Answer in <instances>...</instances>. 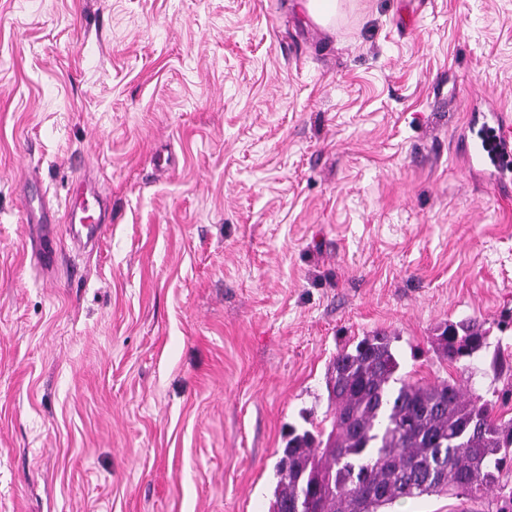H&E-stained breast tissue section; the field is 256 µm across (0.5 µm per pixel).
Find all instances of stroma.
Segmentation results:
<instances>
[{"mask_svg": "<svg viewBox=\"0 0 512 512\" xmlns=\"http://www.w3.org/2000/svg\"><path fill=\"white\" fill-rule=\"evenodd\" d=\"M512 0H0V512H269L289 429L383 332L512 418ZM92 179L111 222L71 243ZM58 230L31 259L26 202ZM475 319L468 366L431 340ZM392 512H488L431 495ZM312 19L324 27H332L339 8V0H302ZM88 196H91L96 202L101 201V192L98 187L91 182H85L77 186L76 191L72 189L68 192V199L65 207L67 211V224L71 228L81 227L86 231L87 240L98 241L106 232L104 221L95 218L91 213L90 207L86 204Z\"/></svg>", "mask_w": 512, "mask_h": 512, "instance_id": "35a3bbf8", "label": "stroma"}]
</instances>
